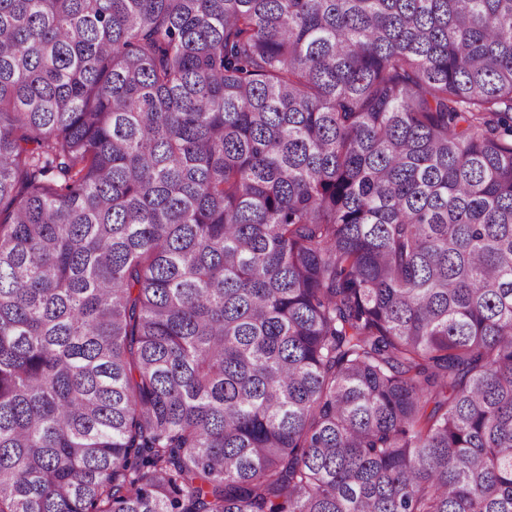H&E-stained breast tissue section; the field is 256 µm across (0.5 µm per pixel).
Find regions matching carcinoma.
Segmentation results:
<instances>
[{"label": "carcinoma", "mask_w": 512, "mask_h": 512, "mask_svg": "<svg viewBox=\"0 0 512 512\" xmlns=\"http://www.w3.org/2000/svg\"><path fill=\"white\" fill-rule=\"evenodd\" d=\"M0 512H512V0H0Z\"/></svg>", "instance_id": "obj_1"}]
</instances>
